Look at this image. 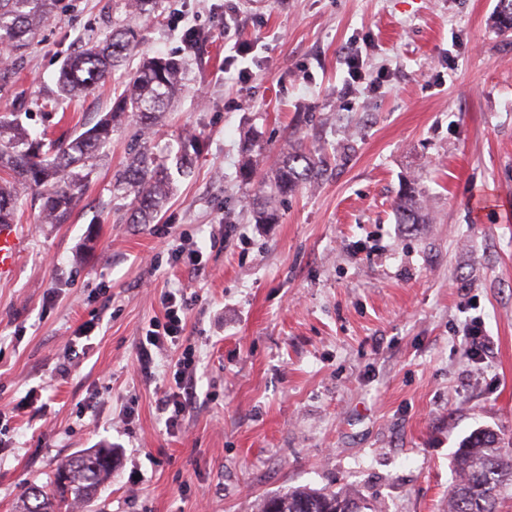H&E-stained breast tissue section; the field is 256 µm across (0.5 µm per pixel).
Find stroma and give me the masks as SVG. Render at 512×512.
<instances>
[{"label":"stroma","instance_id":"35a3bbf8","mask_svg":"<svg viewBox=\"0 0 512 512\" xmlns=\"http://www.w3.org/2000/svg\"><path fill=\"white\" fill-rule=\"evenodd\" d=\"M496 3L159 0L139 19L136 59L186 64L150 147L189 131L200 152L150 224L112 210L122 128L68 223H39L20 190L24 250L0 280V512L97 448L116 466L75 512H256L290 487L448 512L460 441L487 428L512 443V38ZM125 19L123 0H61L0 114L25 105L52 139L91 127L121 74L66 110L44 101L84 38ZM192 26L205 39L190 50ZM241 41L250 53L227 62ZM301 137L326 174L278 223H254L239 168L266 176ZM409 189L428 223H397ZM172 290L185 329L143 368L139 342ZM187 347L197 397L170 431L159 400Z\"/></svg>","mask_w":512,"mask_h":512}]
</instances>
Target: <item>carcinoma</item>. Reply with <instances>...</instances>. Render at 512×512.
Here are the masks:
<instances>
[{"label": "carcinoma", "mask_w": 512, "mask_h": 512, "mask_svg": "<svg viewBox=\"0 0 512 512\" xmlns=\"http://www.w3.org/2000/svg\"><path fill=\"white\" fill-rule=\"evenodd\" d=\"M59 0H0V92L13 88L23 70L27 50L49 22ZM157 0H125L131 20L103 39H88L81 50L62 66L54 107L74 97L87 96L104 82L111 70L125 61L138 43L133 20L150 12ZM499 30L512 33V0H498L495 12ZM182 64L172 58L144 59L129 71L115 92L112 107L93 126L64 140L33 137L23 127L21 113L0 115V224L18 220V190L26 188L39 202L44 224H64L71 217L84 187L111 140L124 124L132 127L130 158L114 174L115 198L123 201L125 223L151 224L161 213L176 177L192 173L191 154L199 140L188 133L180 141L175 165L157 156L149 143L182 90ZM327 170V159L297 140L282 153L272 175L258 181L262 202H247L255 223L278 221L276 202L293 194L300 185L313 182ZM395 211L401 224H424L427 214L414 191L400 196ZM109 448L72 457L62 465L64 480L54 481L38 507L29 491L21 495L16 512H62L71 504L93 497L112 474ZM453 466L457 478L448 490V512H498L507 490H512V456L498 447L497 435L481 430L465 437L456 451ZM382 512L369 502L345 491L320 492L307 487L289 489L266 498L258 512Z\"/></svg>", "instance_id": "carcinoma-1"}]
</instances>
